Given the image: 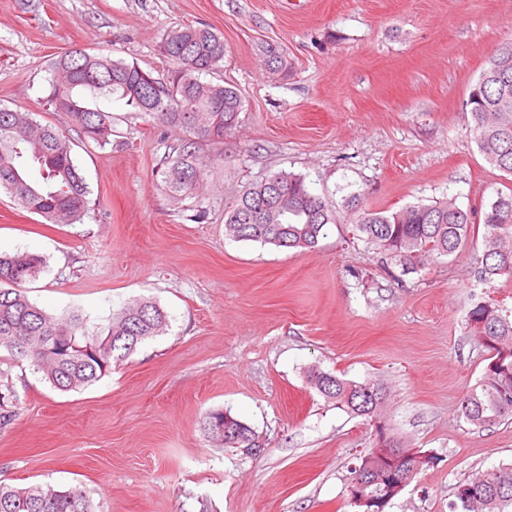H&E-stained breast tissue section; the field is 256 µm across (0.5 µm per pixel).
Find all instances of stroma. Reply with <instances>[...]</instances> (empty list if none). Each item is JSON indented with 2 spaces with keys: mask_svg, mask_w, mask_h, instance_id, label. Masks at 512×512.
Listing matches in <instances>:
<instances>
[{
  "mask_svg": "<svg viewBox=\"0 0 512 512\" xmlns=\"http://www.w3.org/2000/svg\"><path fill=\"white\" fill-rule=\"evenodd\" d=\"M187 23L224 38L209 81L243 100L222 154L183 200L158 170L181 131L115 96L77 91L110 112L107 144L78 139L92 193L80 220L51 224L0 192V253L43 256L23 285L47 312L88 327L151 299L170 328L92 386L63 393L0 348L20 397L0 426V482L80 486L98 512H358L347 477L376 427L430 451L387 512H449L456 484L512 464V422L478 431L459 400L487 351L469 333L472 298L512 309V284L480 283L481 244L410 274L354 236L345 200L375 210L456 198L480 212L507 175L479 153L469 91L512 40V0H0V104L59 122L46 103L64 51L102 52L170 76L166 34ZM287 62L270 72L260 46ZM278 171L305 176L336 216L312 249L237 242L224 214ZM391 392L380 424L337 408L309 367ZM227 411L264 448H227L203 430Z\"/></svg>",
  "mask_w": 512,
  "mask_h": 512,
  "instance_id": "obj_1",
  "label": "stroma"
}]
</instances>
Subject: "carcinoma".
<instances>
[{
  "instance_id": "carcinoma-1",
  "label": "carcinoma",
  "mask_w": 512,
  "mask_h": 512,
  "mask_svg": "<svg viewBox=\"0 0 512 512\" xmlns=\"http://www.w3.org/2000/svg\"><path fill=\"white\" fill-rule=\"evenodd\" d=\"M163 55L175 66L168 82L103 53L71 51L52 64L47 104L63 116L59 125L42 124L30 112L0 107V190L26 210L53 224H72L87 210L91 189L72 152L70 132L98 144L112 136V113L80 105L74 92L89 89L117 95L155 124L179 129L185 139L172 148L160 170L172 198L200 187L216 158L199 151L203 142L224 139L242 110L237 90L203 82L201 75L224 62V38L206 25H183L167 33ZM466 105L473 120L478 150L494 168L512 176V42L489 58L472 86ZM353 230L380 254L381 263L415 272L440 261L481 235V282L512 281V188L498 192L479 219L454 199L418 204L397 211L372 210L353 196ZM335 217L323 197L313 193L305 177L286 172L270 175L238 196L226 212V235L235 241L282 248H313ZM44 259L30 252L0 255V347L11 359L26 361L62 392L80 391L105 376L112 362L128 358L146 339L168 327L165 311L154 301L139 300L112 315L91 335L79 313L57 316L31 302L22 284L36 276ZM473 340L488 352L482 378L460 400L462 417L478 429L512 419V315L492 300L479 299L468 310ZM313 387L347 412L375 419L387 400L386 388L342 379L313 369ZM20 396L0 392V421L8 423ZM239 436L226 448H251L256 431L234 419ZM351 466L347 487L357 476L375 480L366 493L374 501L369 512H385L389 504L385 480L395 485L407 470L367 453ZM477 488L475 499L454 495L449 512H512V464L477 472L463 481ZM0 512H96L79 487H15L0 484Z\"/></svg>"
}]
</instances>
